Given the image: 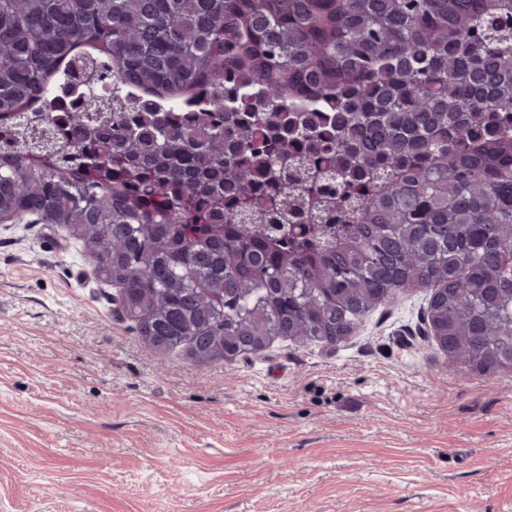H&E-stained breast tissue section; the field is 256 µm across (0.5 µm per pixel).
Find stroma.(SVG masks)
I'll list each match as a JSON object with an SVG mask.
<instances>
[{"label":"stroma","instance_id":"1","mask_svg":"<svg viewBox=\"0 0 512 512\" xmlns=\"http://www.w3.org/2000/svg\"><path fill=\"white\" fill-rule=\"evenodd\" d=\"M429 299L201 365L70 227L0 223V512H512V371L448 360Z\"/></svg>","mask_w":512,"mask_h":512}]
</instances>
